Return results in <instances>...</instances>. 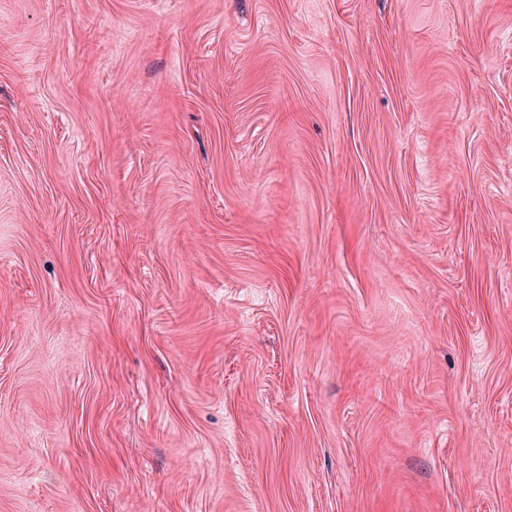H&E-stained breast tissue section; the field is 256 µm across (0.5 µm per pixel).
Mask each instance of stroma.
Segmentation results:
<instances>
[{
    "label": "stroma",
    "mask_w": 512,
    "mask_h": 512,
    "mask_svg": "<svg viewBox=\"0 0 512 512\" xmlns=\"http://www.w3.org/2000/svg\"><path fill=\"white\" fill-rule=\"evenodd\" d=\"M0 512H512V0H0Z\"/></svg>",
    "instance_id": "35a3bbf8"
}]
</instances>
